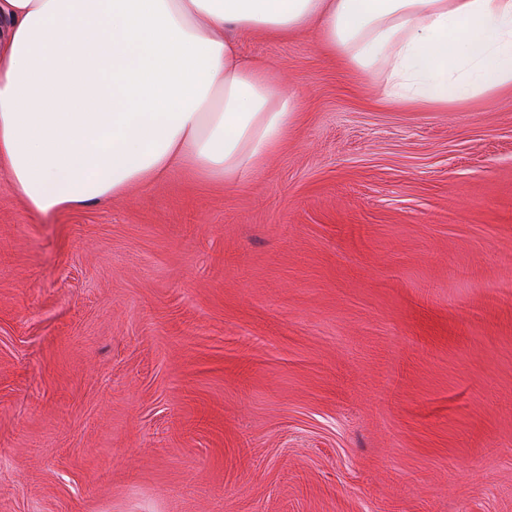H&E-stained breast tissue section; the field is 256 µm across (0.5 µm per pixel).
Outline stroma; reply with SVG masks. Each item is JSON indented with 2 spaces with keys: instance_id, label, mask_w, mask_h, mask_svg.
<instances>
[{
  "instance_id": "obj_1",
  "label": "stroma",
  "mask_w": 512,
  "mask_h": 512,
  "mask_svg": "<svg viewBox=\"0 0 512 512\" xmlns=\"http://www.w3.org/2000/svg\"><path fill=\"white\" fill-rule=\"evenodd\" d=\"M239 48L298 102L250 175L38 216L0 170V512H512V90Z\"/></svg>"
}]
</instances>
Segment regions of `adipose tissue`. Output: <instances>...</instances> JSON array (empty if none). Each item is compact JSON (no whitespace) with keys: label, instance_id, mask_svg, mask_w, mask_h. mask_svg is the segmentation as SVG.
<instances>
[{"label":"adipose tissue","instance_id":"1","mask_svg":"<svg viewBox=\"0 0 512 512\" xmlns=\"http://www.w3.org/2000/svg\"><path fill=\"white\" fill-rule=\"evenodd\" d=\"M314 23L387 102L512 87V0H0V168L38 215L181 169L246 176L297 105L238 37Z\"/></svg>","mask_w":512,"mask_h":512}]
</instances>
